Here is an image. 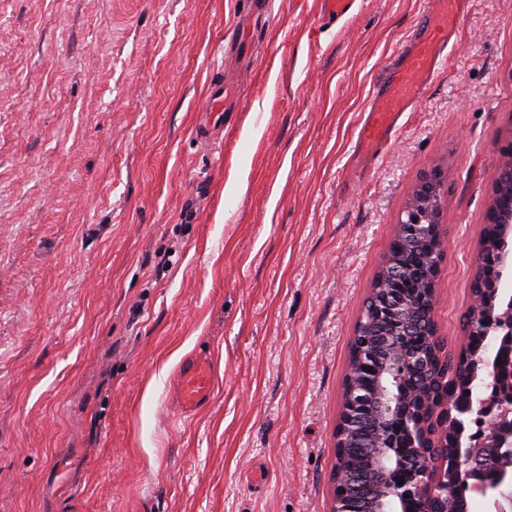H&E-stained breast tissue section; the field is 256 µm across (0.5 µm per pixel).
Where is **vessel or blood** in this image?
Listing matches in <instances>:
<instances>
[{
    "mask_svg": "<svg viewBox=\"0 0 512 512\" xmlns=\"http://www.w3.org/2000/svg\"><path fill=\"white\" fill-rule=\"evenodd\" d=\"M357 0H320V17L334 24L348 17ZM470 0H428L424 25L396 54L388 79L375 89L359 130V138L370 153H377L391 139L402 112L425 92L448 59V44L455 25ZM214 386V364L210 355L190 356L179 368L176 387L178 407L191 415L210 398Z\"/></svg>",
    "mask_w": 512,
    "mask_h": 512,
    "instance_id": "b4317fda",
    "label": "vessel or blood"
}]
</instances>
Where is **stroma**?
<instances>
[{
    "label": "stroma",
    "mask_w": 512,
    "mask_h": 512,
    "mask_svg": "<svg viewBox=\"0 0 512 512\" xmlns=\"http://www.w3.org/2000/svg\"><path fill=\"white\" fill-rule=\"evenodd\" d=\"M426 0H0V512H332L348 347L421 176L443 174L435 321L463 342L512 0H473L389 146L357 165L372 92ZM224 124L197 125L209 77ZM210 402L174 407L183 357ZM357 0H321L320 18L327 24H334L348 17ZM227 98V91L224 89V74L212 76L209 80V93L206 98L205 110L209 112L206 115H212L211 112H224V99ZM214 364L210 355H191L179 368L176 400L185 416L204 405L210 398L214 386Z\"/></svg>",
    "instance_id": "stroma-1"
}]
</instances>
